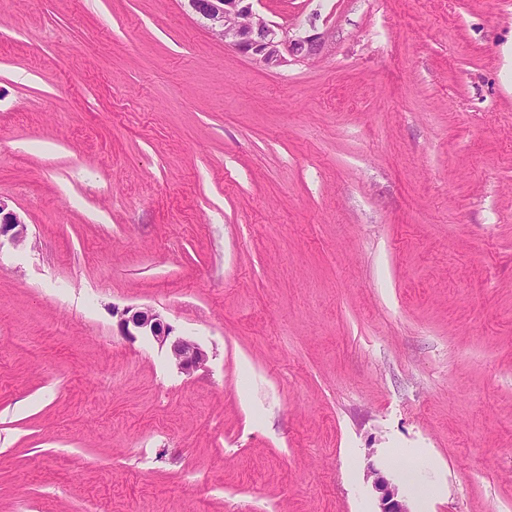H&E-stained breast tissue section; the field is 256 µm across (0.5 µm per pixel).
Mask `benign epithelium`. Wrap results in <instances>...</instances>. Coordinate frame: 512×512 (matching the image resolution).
Here are the masks:
<instances>
[{
	"label": "benign epithelium",
	"mask_w": 512,
	"mask_h": 512,
	"mask_svg": "<svg viewBox=\"0 0 512 512\" xmlns=\"http://www.w3.org/2000/svg\"><path fill=\"white\" fill-rule=\"evenodd\" d=\"M255 0H188L191 9L206 23L208 29L238 51L268 68L288 63V58L304 61L321 49L317 33H292L263 17L255 8ZM8 236L16 245L25 243L27 227L24 219L6 210L0 202V237ZM121 326L127 336L150 337L159 347L170 350L177 368L191 374L203 368L208 353L195 341L173 335L172 325L158 311L143 307L126 308L121 312ZM373 486L379 493V512H411L398 486L370 472Z\"/></svg>",
	"instance_id": "benign-epithelium-1"
}]
</instances>
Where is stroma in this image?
<instances>
[{"label": "stroma", "instance_id": "obj_1", "mask_svg": "<svg viewBox=\"0 0 512 512\" xmlns=\"http://www.w3.org/2000/svg\"><path fill=\"white\" fill-rule=\"evenodd\" d=\"M257 9L0 0V512H512V0ZM187 1L215 36L268 68L288 63L285 55L304 61L321 49L318 33H290L275 25L254 8L257 0ZM6 205L0 201V238L9 235L15 245L25 243L27 227L24 219L14 211H7ZM120 316L121 326L126 336H135V334L148 336L159 347L168 348L175 365L181 372L191 374L206 365L208 361L206 350L189 338L173 335L172 325L153 308L143 307L135 311L126 308ZM373 486L379 493V511L377 512H411L398 486L389 482L377 471H371Z\"/></svg>", "mask_w": 512, "mask_h": 512}]
</instances>
